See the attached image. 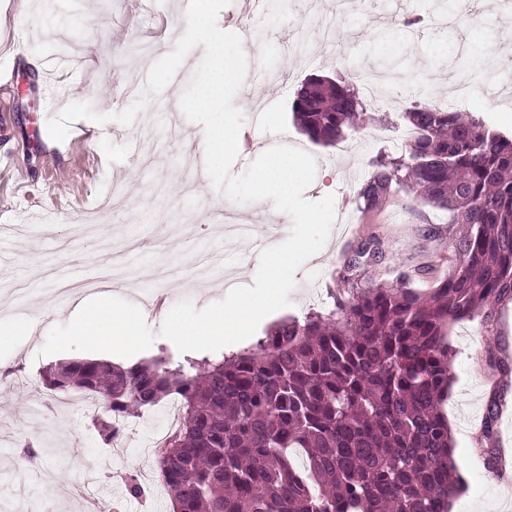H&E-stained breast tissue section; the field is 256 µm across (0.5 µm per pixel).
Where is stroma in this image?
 <instances>
[{
  "label": "stroma",
  "instance_id": "obj_1",
  "mask_svg": "<svg viewBox=\"0 0 512 512\" xmlns=\"http://www.w3.org/2000/svg\"><path fill=\"white\" fill-rule=\"evenodd\" d=\"M444 0H369L364 12L336 13L334 0H320L309 12L307 0H288L276 22H268L266 0H232L219 16L222 29L244 26L263 31L265 56L248 55L246 82L233 104L244 116L233 173L242 172L268 147L287 144L310 153L317 172L305 198L335 196L338 216L323 249L294 278L291 304L260 324L304 319L334 307L339 275L348 252L372 234L387 249L375 280H389L397 266H433L415 276L412 286L429 292L437 275L448 270V227L432 208L424 213L435 225L424 234L408 209L406 192L373 223L361 221L356 194L368 179L378 154L398 156L407 130L405 108L425 87L431 104L470 113L512 139V93L493 87L467 86L458 102L457 62L476 47H487L499 67L512 72V0H485L472 19L442 31L404 28L391 31L394 17L441 11ZM186 0H0V512H85L103 504L111 512H167L169 498L142 500L127 495L122 474L157 480L153 455L145 445L149 427L163 423L161 408L131 417L125 446L112 453L90 414L69 403L68 396L48 401L45 371L81 358L78 350L44 356L50 329L68 323L93 292L64 293L67 273H99L113 253L128 242L137 250L131 266L166 262L171 276L151 285L127 281L112 285L113 296L139 303L147 289L167 294L170 302L191 299L196 308L219 301L231 286L254 283L261 247L283 242L292 222L267 223L261 203L235 205L239 223L268 224L264 236L224 238L220 194L209 178L199 134L176 102L201 62L197 46L171 83L139 113L132 127L76 119L64 141H54L49 118L68 104L84 102L96 111L119 112L115 95L127 84L143 87L150 65L174 48L186 29ZM393 56L400 66L388 75L389 88L373 104L363 130L348 132V153L314 144L293 120L291 104L297 84L315 74L357 82L363 66ZM54 57L70 59L64 69H50ZM279 80L268 81V70ZM193 226L191 237L176 227ZM453 386L441 405L453 431L454 459L463 490L457 512H506L502 483L507 474L491 469L487 449L512 454V303L502 310L495 338L498 364L485 360V336L479 320L450 326ZM502 408L491 437L482 434L492 396ZM39 452L38 467L27 486L13 491L8 472L26 446Z\"/></svg>",
  "mask_w": 512,
  "mask_h": 512
}]
</instances>
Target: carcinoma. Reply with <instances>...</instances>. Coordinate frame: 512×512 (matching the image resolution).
<instances>
[{
  "label": "carcinoma",
  "instance_id": "obj_1",
  "mask_svg": "<svg viewBox=\"0 0 512 512\" xmlns=\"http://www.w3.org/2000/svg\"><path fill=\"white\" fill-rule=\"evenodd\" d=\"M309 139L334 147L367 120L350 83L309 77L292 103ZM416 137L381 155L361 185L365 216L400 188L448 215V272L422 295L411 276L375 281L378 237L343 263L334 310L282 320L229 356L162 350L116 366L74 360L43 376L55 393L92 395L107 442L133 409L169 399L181 421L155 448L170 512H449L460 490L440 404L452 376L446 330L478 318L497 362L499 311L512 302V139L457 110L417 102Z\"/></svg>",
  "mask_w": 512,
  "mask_h": 512
}]
</instances>
